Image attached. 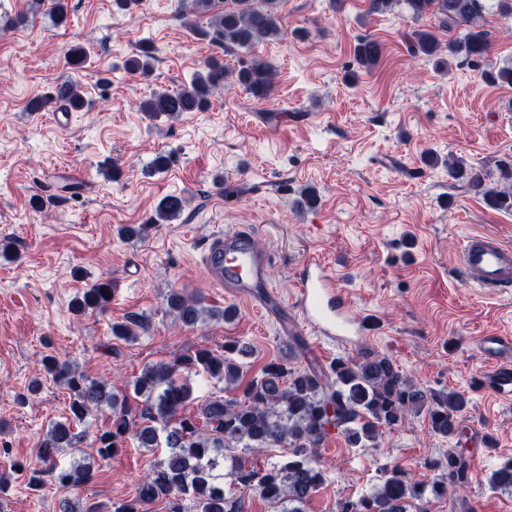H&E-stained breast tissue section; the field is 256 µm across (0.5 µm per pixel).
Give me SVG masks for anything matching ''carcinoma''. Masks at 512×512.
Instances as JSON below:
<instances>
[{"instance_id":"1","label":"carcinoma","mask_w":512,"mask_h":512,"mask_svg":"<svg viewBox=\"0 0 512 512\" xmlns=\"http://www.w3.org/2000/svg\"><path fill=\"white\" fill-rule=\"evenodd\" d=\"M402 1L414 20L435 14L441 29L461 33L442 44L431 31L415 29L410 35L411 54L435 57L441 64L462 56L478 65L489 53L488 32L480 25L486 0H369V11L384 14ZM273 2L261 0L257 5L253 0H232V4L224 5V11L210 18L211 41L231 54L238 48L282 38L284 31L271 6ZM380 53L376 41L362 39L355 48L356 63L370 70ZM153 59L152 46L143 44L127 60L126 69L145 76L151 71ZM231 75L259 100L273 92L275 72L267 62L254 57L237 69L211 57L189 85L153 93L140 104V110L168 117L202 111ZM485 78L493 84L512 86V66L487 71ZM56 99L73 108L84 104L78 84L72 80L57 85ZM446 167L448 182L465 184L493 209H512L511 159L497 162L496 183L461 157L449 158ZM183 205L181 197L167 195L158 205L157 216L161 220L175 218ZM105 291L114 292L112 280L94 281L75 297L72 309L77 313L107 311L112 298L105 297ZM168 307L186 327H194L207 317H233L229 309L206 308L200 300L178 291L169 294ZM146 329L145 320L131 313L125 320L112 323L111 335L130 340ZM247 354L246 346L228 339L218 349L197 346L170 363L146 366L133 384L139 399L133 417L127 407H117L116 394L106 382L90 378L70 362L46 357L44 371L70 392L69 411L50 425L40 442L41 466L22 467L28 489L39 493L48 477L60 487L73 490L93 480L91 465L79 461L59 468L57 457L66 449L79 451L81 434L75 427L104 405L112 408V418L94 437L100 459L112 458L131 438L140 448L165 449V458L144 477L135 498L113 508V512H149V506L160 501L167 512H186V501L195 512H234L227 508L224 495L226 462L234 480L256 491L273 512H305L304 506L323 482L317 448L331 431H339L353 447L363 448L378 438L381 429L397 427L409 415L423 413L433 433L450 439L460 434L459 416L467 408V398L454 390L420 387L387 356L370 352L356 359L336 360L326 368L311 364L303 370L286 359L275 360L263 367L260 377L243 387L240 358ZM200 373L224 384V389L198 405V411L186 414L184 409L194 401L188 377ZM273 447L283 449L284 460L264 470L245 467L242 457L233 453L235 448L252 452ZM468 470L464 452L451 448L447 473L435 481H414L407 472L395 468L372 494L356 502L339 503L337 512H427L421 505L432 497H444L450 488L463 486ZM491 487L512 491V461L494 472Z\"/></svg>"}]
</instances>
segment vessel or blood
I'll list each match as a JSON object with an SVG mask.
<instances>
[{
    "label": "vessel or blood",
    "mask_w": 512,
    "mask_h": 512,
    "mask_svg": "<svg viewBox=\"0 0 512 512\" xmlns=\"http://www.w3.org/2000/svg\"><path fill=\"white\" fill-rule=\"evenodd\" d=\"M211 281L225 297L247 302L254 310L275 317L281 332L295 336L308 331L321 338L349 344L364 335L363 324L352 318L349 302L320 261H308L298 279L294 307H287L270 279V255L243 228L213 238L203 255ZM456 265L464 282L490 291L512 288V247L494 235L474 233L466 237ZM477 346L485 369L478 378L482 393L512 402V338L497 334L480 337Z\"/></svg>",
    "instance_id": "obj_1"
}]
</instances>
